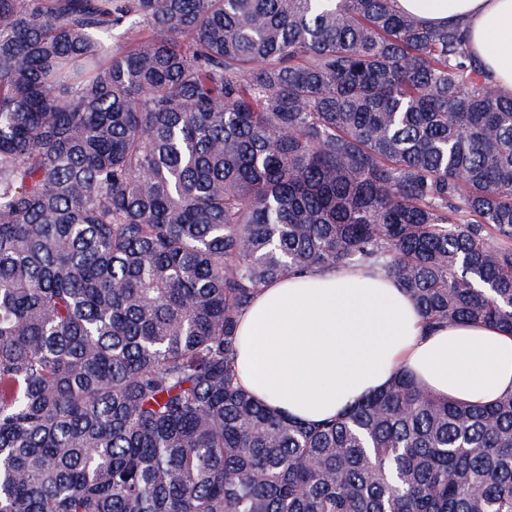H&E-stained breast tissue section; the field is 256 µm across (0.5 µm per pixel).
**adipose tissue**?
Here are the masks:
<instances>
[{
    "label": "adipose tissue",
    "mask_w": 512,
    "mask_h": 512,
    "mask_svg": "<svg viewBox=\"0 0 512 512\" xmlns=\"http://www.w3.org/2000/svg\"><path fill=\"white\" fill-rule=\"evenodd\" d=\"M423 24L457 26L501 93L512 95V0H396ZM430 393L490 403L512 391V335L484 324L430 329L397 279L314 268L259 289L237 326L239 384L311 424L385 389L398 369Z\"/></svg>",
    "instance_id": "adipose-tissue-1"
}]
</instances>
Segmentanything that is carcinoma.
<instances>
[{"label":"carcinoma","instance_id":"cac0c4a2","mask_svg":"<svg viewBox=\"0 0 512 512\" xmlns=\"http://www.w3.org/2000/svg\"><path fill=\"white\" fill-rule=\"evenodd\" d=\"M512 333V96L394 0H0V512H512V392L304 424L237 318L316 266Z\"/></svg>","mask_w":512,"mask_h":512}]
</instances>
